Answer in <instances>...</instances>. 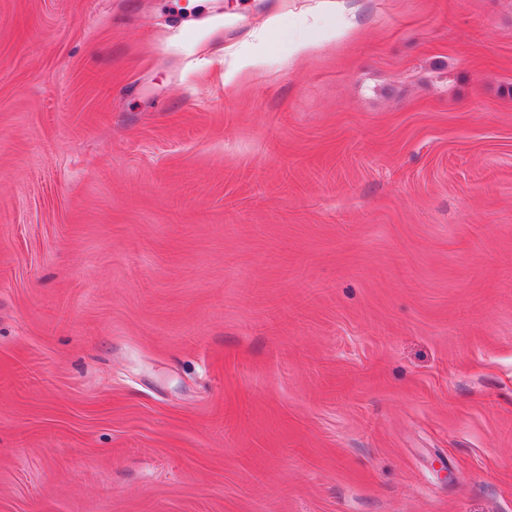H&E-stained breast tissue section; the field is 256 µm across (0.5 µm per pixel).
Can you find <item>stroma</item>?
I'll list each match as a JSON object with an SVG mask.
<instances>
[{"label":"stroma","mask_w":512,"mask_h":512,"mask_svg":"<svg viewBox=\"0 0 512 512\" xmlns=\"http://www.w3.org/2000/svg\"><path fill=\"white\" fill-rule=\"evenodd\" d=\"M0 512H512V0H0Z\"/></svg>","instance_id":"1"}]
</instances>
